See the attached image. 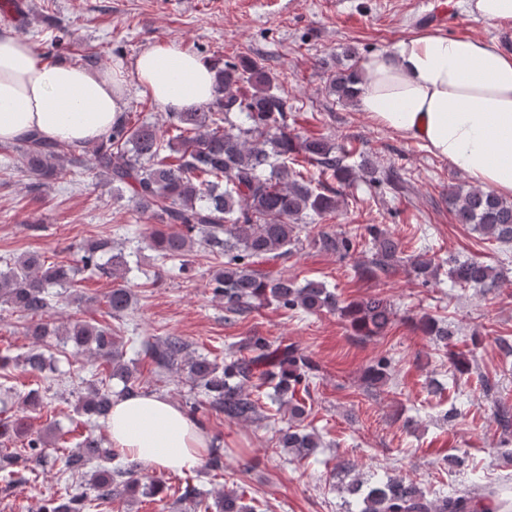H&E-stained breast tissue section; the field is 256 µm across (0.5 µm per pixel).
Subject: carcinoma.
<instances>
[{"label": "carcinoma", "mask_w": 512, "mask_h": 512, "mask_svg": "<svg viewBox=\"0 0 512 512\" xmlns=\"http://www.w3.org/2000/svg\"><path fill=\"white\" fill-rule=\"evenodd\" d=\"M216 69L215 97L205 106H192L170 116L177 134L166 139L155 125L142 121L131 124L121 118L91 147L81 153L63 152L60 145L31 134L16 147L18 162L43 181L66 170L78 171L91 154L95 174L123 194L131 190L136 211L156 219L160 226L151 230L152 247L163 259L184 257L198 241L224 253V264L210 280L213 296L224 300L225 309L243 314L267 304L306 313L337 312L358 335L382 336L396 315L386 298L370 296L345 302L326 285L308 280L299 285L269 265L286 258L299 244L300 224L314 216L323 218L336 212V195L313 185L314 179L296 171L291 164L303 160L318 168L319 176L347 183L353 168L347 163L351 151L321 138H305L288 131L286 102L273 91L274 77L261 63L242 59L229 63L213 60ZM354 71L332 74L329 89L339 98L353 100L350 89ZM448 206L459 224H471L482 235L503 243L512 242V201L476 186L458 187L448 193ZM199 239H194L192 233ZM372 244L371 257L357 266L360 277L373 279L391 272L401 262L398 242L378 224L363 225L354 235L323 233L314 244L344 259L366 244ZM79 263L86 270L112 276L116 286L106 297L110 316H123L131 305L132 292L126 285L128 261L123 249L107 239L90 240L81 247ZM411 273L430 283L440 265L426 253L408 259ZM69 266L45 265L36 254H27L7 271L0 270V301L26 316H41L53 307V299L64 302V293L51 295L48 288L65 287L71 281ZM498 278L497 271L479 260L456 261L448 268V279L468 288H486ZM424 335L448 339V329L436 318L419 320ZM66 340L83 352L105 361L108 374L92 385L78 401L76 410L98 421L108 416L112 396L135 394L137 371L123 359V352L112 328L75 321L64 329ZM243 348L251 352L222 364L206 356L193 357L179 336H167L157 343H144V350L161 368H184L188 379L203 388L208 407L228 420L255 421L262 417L258 399L247 389L256 378L260 385L273 388L280 407L288 411V428L280 430L278 444L297 456L319 446L315 433L299 430L306 409L298 392L309 393V373L315 363L294 345H273L263 336H249ZM25 370L42 374L53 367V357L35 347L22 359ZM388 378L387 364L378 362L366 370L368 385ZM122 384L114 393L110 382ZM0 437L27 438L29 452H6L0 448V472L17 474L13 466L22 456L30 461L42 458L49 446L48 434H29L24 419L0 422ZM120 453L104 440L87 435L77 448L64 456V468L76 478L91 469L95 499L73 491L71 484L50 500L46 512H89L93 501L109 500L119 494L130 499L156 498L165 485L156 480L141 481L132 466L110 467ZM192 500L197 512H260L257 500L245 501V493L226 490L210 504L195 487L187 484L180 494ZM508 501L487 487L479 493L458 490L452 495L430 499L412 482L390 478L367 488L358 512H499Z\"/></svg>", "instance_id": "cac0c4a2"}]
</instances>
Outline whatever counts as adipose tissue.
<instances>
[{
	"label": "adipose tissue",
	"instance_id": "ef3b65f1",
	"mask_svg": "<svg viewBox=\"0 0 512 512\" xmlns=\"http://www.w3.org/2000/svg\"><path fill=\"white\" fill-rule=\"evenodd\" d=\"M357 106L495 194L512 196V54L486 38L438 31L372 53L359 71ZM170 112L213 99L208 61L175 45L142 51L129 69L91 70L41 61L30 42L0 34V143L34 133L82 146L108 132L126 105L128 81ZM114 448L158 471L197 468L206 433L158 395L116 396L106 421Z\"/></svg>",
	"mask_w": 512,
	"mask_h": 512
}]
</instances>
